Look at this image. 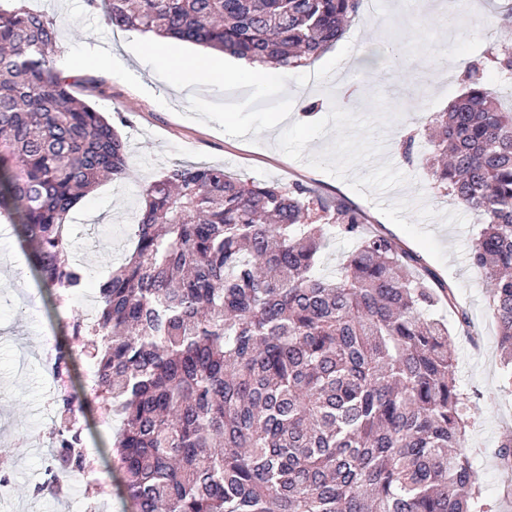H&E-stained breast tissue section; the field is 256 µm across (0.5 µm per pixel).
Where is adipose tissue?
Returning a JSON list of instances; mask_svg holds the SVG:
<instances>
[{
	"instance_id": "ef3b65f1",
	"label": "adipose tissue",
	"mask_w": 512,
	"mask_h": 512,
	"mask_svg": "<svg viewBox=\"0 0 512 512\" xmlns=\"http://www.w3.org/2000/svg\"><path fill=\"white\" fill-rule=\"evenodd\" d=\"M136 55L142 68L164 74L170 85L188 99L200 89L209 87L219 74L229 82L254 87L266 82L268 78L265 70L228 54L206 59H186L181 48L172 41L151 34L138 42Z\"/></svg>"
}]
</instances>
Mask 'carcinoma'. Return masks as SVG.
<instances>
[{
	"label": "carcinoma",
	"mask_w": 512,
	"mask_h": 512,
	"mask_svg": "<svg viewBox=\"0 0 512 512\" xmlns=\"http://www.w3.org/2000/svg\"><path fill=\"white\" fill-rule=\"evenodd\" d=\"M109 23L259 66L297 68L344 34L362 0H87ZM56 24L0 9V216L52 303L79 288L68 214L126 174L117 131L55 67ZM512 48L463 73L426 128L435 188L479 213L469 254L490 286L512 389V112L484 88ZM133 252L70 324L59 369L92 367L84 403L119 423L111 453L134 512H487L468 449V394L450 332L426 312L453 290L365 216L302 184L175 166L143 189ZM323 224H307L312 211ZM358 247L315 275L325 234ZM59 477L88 466L79 410L56 404Z\"/></svg>",
	"instance_id": "1"
}]
</instances>
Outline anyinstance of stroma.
Instances as JSON below:
<instances>
[{"label": "stroma", "mask_w": 512, "mask_h": 512, "mask_svg": "<svg viewBox=\"0 0 512 512\" xmlns=\"http://www.w3.org/2000/svg\"><path fill=\"white\" fill-rule=\"evenodd\" d=\"M25 4L56 22L61 47L56 67L112 46L100 11L86 0ZM505 4L488 0L482 10L463 12L450 23L437 13L425 15L417 0L400 8L395 0H376L374 11H360L344 36L315 59L322 70L319 82L307 83L303 67L277 70L254 88H236L219 78L193 106L163 75L146 73L136 81L85 70L73 93L111 119L125 142L129 170L80 199L67 224L69 257L96 286L134 247L143 187L177 165L217 166L249 181L312 185L363 212L372 228L417 252L469 313L466 327L448 309L439 317L452 335L455 377L471 396L469 445L476 482L491 512H512V466H503L496 455L512 436V393L503 387L489 286L468 259L481 224L475 212L431 188L420 161L430 151L424 125L463 91L459 75L436 82L432 73L448 59L464 64L512 45ZM372 53L379 56L382 78L364 104L349 106L353 92L367 83L362 60ZM288 87L293 95H285ZM312 101L321 103V110L304 112ZM283 112L289 113L288 122L275 124ZM405 131L416 134L411 166L396 147ZM21 253L13 232L0 236V257L7 260L0 266V446L12 452V492L0 501V512H77L86 495L85 476H65L66 491L58 499L35 492L54 431L45 409L51 391L43 338H64L74 316L91 314L95 302L80 297L58 311L35 277L16 285L10 272ZM25 293L33 298L34 313L23 306Z\"/></svg>", "instance_id": "obj_1"}]
</instances>
